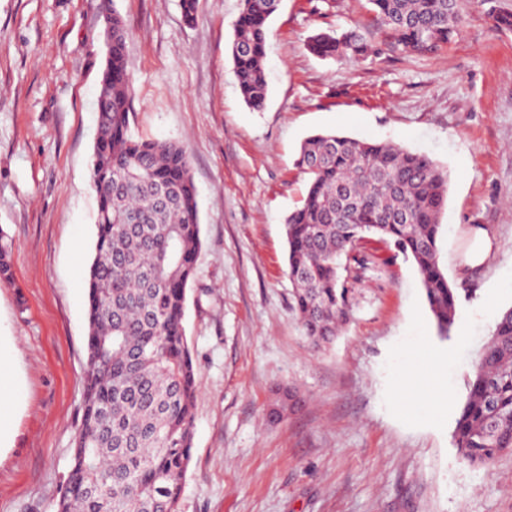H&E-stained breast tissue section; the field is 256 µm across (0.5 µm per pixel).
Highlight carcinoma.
Listing matches in <instances>:
<instances>
[{
    "mask_svg": "<svg viewBox=\"0 0 512 512\" xmlns=\"http://www.w3.org/2000/svg\"><path fill=\"white\" fill-rule=\"evenodd\" d=\"M280 0H242L233 24V72L245 103H266L268 26ZM373 27L401 53L425 55L452 41L465 0H367ZM307 49L322 59L358 60L370 38L320 32ZM91 161L96 239L87 271V368L83 414L56 512H178L192 457L198 377L188 345L187 289L201 247L197 190L184 147L130 131L126 30L112 13V47L101 79ZM308 175L302 202L285 222L292 308L315 346L332 343L356 304L377 239L414 262L439 333L448 339L457 293L439 264V217L448 171L398 145L316 133L300 147ZM405 217L402 223L393 217ZM11 278L0 234V281ZM456 449L491 468L512 452V308L496 322L467 380Z\"/></svg>",
    "mask_w": 512,
    "mask_h": 512,
    "instance_id": "1",
    "label": "carcinoma"
}]
</instances>
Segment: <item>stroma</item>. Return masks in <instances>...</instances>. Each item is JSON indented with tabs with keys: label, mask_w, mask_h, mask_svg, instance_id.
I'll return each mask as SVG.
<instances>
[{
	"label": "stroma",
	"mask_w": 512,
	"mask_h": 512,
	"mask_svg": "<svg viewBox=\"0 0 512 512\" xmlns=\"http://www.w3.org/2000/svg\"><path fill=\"white\" fill-rule=\"evenodd\" d=\"M126 26L131 131L181 143L198 191L201 249L186 334L200 376L179 512H512V453L463 461L454 431L479 351L512 307V0H468L446 49L312 55L309 36L371 28L366 0H282L269 22L263 111L238 89L241 0H0V344L19 401L4 419L0 512H55L82 415L90 178L105 66L104 9ZM332 131L429 155L448 172L441 265L460 287L442 339L412 262L377 240L358 307L314 346L291 307L284 222L308 180L303 140ZM488 227L487 266L460 265L464 228ZM442 357L438 370L426 358ZM431 396L408 398L411 386ZM288 409L267 410L280 392Z\"/></svg>",
	"instance_id": "stroma-1"
}]
</instances>
